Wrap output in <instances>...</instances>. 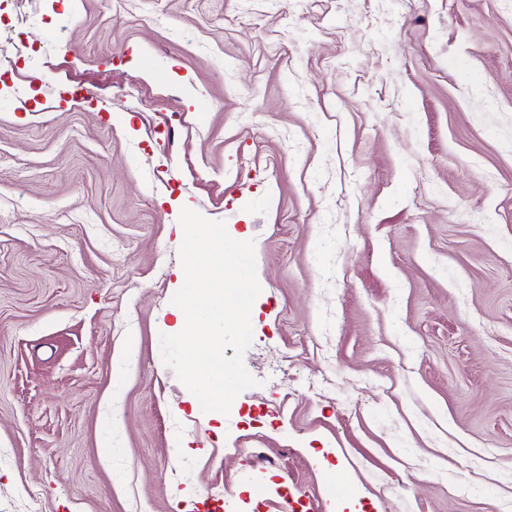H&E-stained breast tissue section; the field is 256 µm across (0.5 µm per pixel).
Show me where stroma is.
I'll return each instance as SVG.
<instances>
[{
	"label": "stroma",
	"instance_id": "stroma-1",
	"mask_svg": "<svg viewBox=\"0 0 512 512\" xmlns=\"http://www.w3.org/2000/svg\"><path fill=\"white\" fill-rule=\"evenodd\" d=\"M0 512H512V0H0ZM255 387L162 357L183 208Z\"/></svg>",
	"mask_w": 512,
	"mask_h": 512
}]
</instances>
